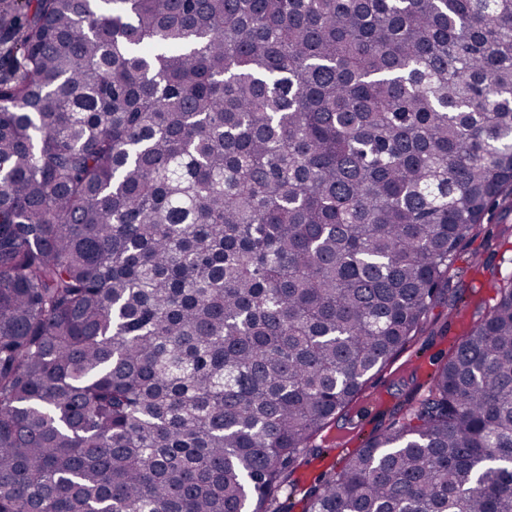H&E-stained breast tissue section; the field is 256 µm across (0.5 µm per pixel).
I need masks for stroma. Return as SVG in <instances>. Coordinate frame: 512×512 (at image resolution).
Wrapping results in <instances>:
<instances>
[{
  "label": "stroma",
  "instance_id": "obj_1",
  "mask_svg": "<svg viewBox=\"0 0 512 512\" xmlns=\"http://www.w3.org/2000/svg\"><path fill=\"white\" fill-rule=\"evenodd\" d=\"M489 232L479 235L455 263L464 272L465 292L459 311L449 313L447 297L437 299L423 332L375 373L348 408L312 440L276 493L273 512H305L309 491L339 468L343 458L361 448L388 424L394 409L427 391L436 367L448 359L463 334L494 302L492 268L512 273V209L499 210Z\"/></svg>",
  "mask_w": 512,
  "mask_h": 512
}]
</instances>
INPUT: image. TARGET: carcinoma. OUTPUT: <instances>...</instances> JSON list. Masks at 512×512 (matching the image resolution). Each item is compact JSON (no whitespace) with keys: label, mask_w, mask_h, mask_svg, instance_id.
I'll return each instance as SVG.
<instances>
[{"label":"carcinoma","mask_w":512,"mask_h":512,"mask_svg":"<svg viewBox=\"0 0 512 512\" xmlns=\"http://www.w3.org/2000/svg\"><path fill=\"white\" fill-rule=\"evenodd\" d=\"M512 203V0H0V512H268ZM306 512H512V276Z\"/></svg>","instance_id":"1"}]
</instances>
